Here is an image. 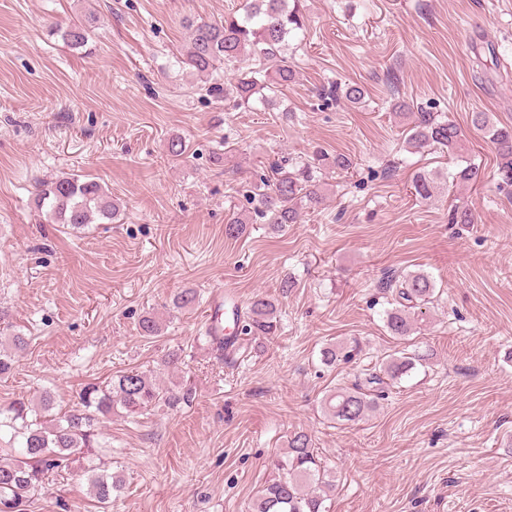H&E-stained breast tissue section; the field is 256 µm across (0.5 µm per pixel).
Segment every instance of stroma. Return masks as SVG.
<instances>
[{"label": "stroma", "mask_w": 512, "mask_h": 512, "mask_svg": "<svg viewBox=\"0 0 512 512\" xmlns=\"http://www.w3.org/2000/svg\"><path fill=\"white\" fill-rule=\"evenodd\" d=\"M246 0H0V309L30 344L0 378V408L51 391L72 404L85 383L155 371L190 383L193 401L114 413L99 457L123 486L109 512H248L290 433H308L335 474L329 512H512V188L471 122L512 126V0H304L288 38L297 80L273 101L234 108L182 67L186 19L220 21ZM95 12L85 46L61 28ZM362 85L365 101L329 97ZM406 100L455 121L478 183L412 195L416 173L455 157L416 152ZM185 140L183 158L168 142ZM323 151L324 201L278 232L261 218L237 237L275 161ZM349 170L336 169V156ZM61 172L108 186L120 220L75 233L35 205ZM473 208L475 221L449 212ZM421 270L436 294L409 342L389 336L379 284ZM196 289L193 308L173 296ZM276 302L272 336H247L219 359L204 335L210 297ZM153 314L161 336L138 333ZM361 351L322 364V349ZM423 360L358 423L321 411L387 354ZM181 348L178 371L161 364ZM29 512H97L82 471Z\"/></svg>", "instance_id": "1"}]
</instances>
